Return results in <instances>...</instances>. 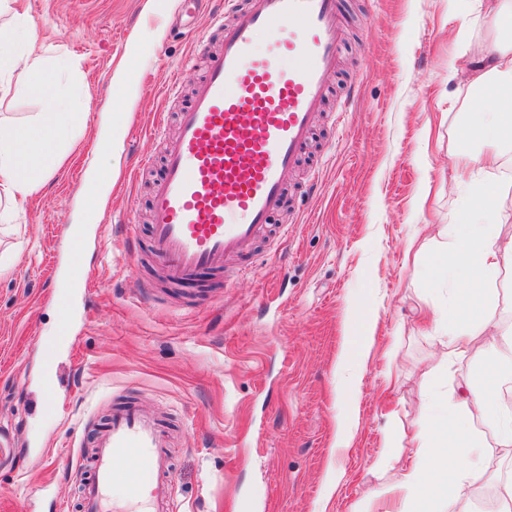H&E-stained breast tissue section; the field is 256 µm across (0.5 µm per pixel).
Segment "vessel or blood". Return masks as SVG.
I'll use <instances>...</instances> for the list:
<instances>
[{
	"label": "vessel or blood",
	"mask_w": 512,
	"mask_h": 512,
	"mask_svg": "<svg viewBox=\"0 0 512 512\" xmlns=\"http://www.w3.org/2000/svg\"><path fill=\"white\" fill-rule=\"evenodd\" d=\"M211 24L223 38L176 115L153 194L150 252L173 285L202 269L228 280L250 271L330 89L343 33L339 0H223ZM259 31L268 36L261 51ZM94 446L83 512H173L158 416L115 404ZM117 482L128 488L122 506L109 501Z\"/></svg>",
	"instance_id": "vessel-or-blood-1"
}]
</instances>
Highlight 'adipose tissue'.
I'll use <instances>...</instances> for the list:
<instances>
[{
	"mask_svg": "<svg viewBox=\"0 0 512 512\" xmlns=\"http://www.w3.org/2000/svg\"><path fill=\"white\" fill-rule=\"evenodd\" d=\"M479 5L492 20L495 40L463 66H448L449 79L464 76L481 104L461 129L470 146L464 169L472 177L473 207L445 229L447 260L435 279L448 282L452 298L448 306L433 309L431 333L447 337L450 355L459 358L470 353L472 337H482L488 358L476 382L423 400L424 420L392 485L397 512H464L469 487L485 474L486 448L473 428V416L487 419L499 447L512 446V404L503 399L512 387V320L490 312L498 297L494 283L512 269V234L498 230L502 175L512 167V0H479ZM36 39L35 31L21 26L0 31V53L9 55L6 70H0V96L11 92V75L17 72L26 79L27 93L47 101L46 112L32 123L0 122V205L12 212L23 208L60 163L58 145L74 141L87 118L61 87L56 67L33 52ZM342 322L336 383L350 405L361 393L374 324L351 304Z\"/></svg>",
	"mask_w": 512,
	"mask_h": 512,
	"instance_id": "adipose-tissue-1",
	"label": "adipose tissue"
}]
</instances>
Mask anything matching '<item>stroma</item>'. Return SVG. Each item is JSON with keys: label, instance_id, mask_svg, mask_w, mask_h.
<instances>
[{"label": "stroma", "instance_id": "35a3bbf8", "mask_svg": "<svg viewBox=\"0 0 512 512\" xmlns=\"http://www.w3.org/2000/svg\"><path fill=\"white\" fill-rule=\"evenodd\" d=\"M19 0L22 24L46 55L75 64L71 98L85 130L46 185L25 205L21 224L0 223V512H82L81 487L97 425L113 404L136 400L163 415L171 438L173 512H385L388 489L434 391L429 373L446 342L414 313L448 299L407 243L440 248L434 229L451 224L469 189L455 168L457 129L470 109L465 79L448 65L494 32L476 0H341L347 36L336 94L288 193L270 218L283 239L258 251L253 270L225 285L204 271L181 291L159 287L146 253L152 186L163 142L151 129L188 105L201 72L195 33L208 28L214 0L191 18L183 0ZM475 18L460 39L456 16ZM135 60L126 82L117 63ZM178 79L180 93L163 89ZM123 98L121 149L97 152L109 97ZM352 99L345 132L333 118ZM152 166L136 172L137 163ZM112 174L97 213L83 199L91 165ZM136 215V235L127 219ZM89 226L84 245L60 225ZM88 281L87 300L64 314L63 286ZM359 301L376 319L375 343L355 409L336 389L341 316ZM73 341H59L63 322ZM60 409L45 416V383ZM357 422L342 453L331 448L336 421ZM485 479L469 491L470 512H486L487 492L512 476V452L493 449ZM342 479L323 497L327 467Z\"/></svg>", "mask_w": 512, "mask_h": 512}]
</instances>
